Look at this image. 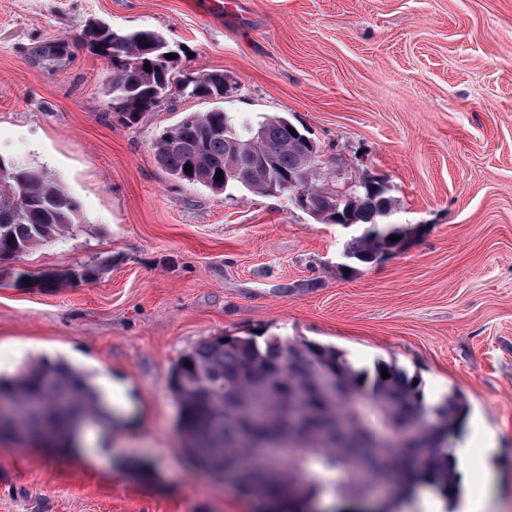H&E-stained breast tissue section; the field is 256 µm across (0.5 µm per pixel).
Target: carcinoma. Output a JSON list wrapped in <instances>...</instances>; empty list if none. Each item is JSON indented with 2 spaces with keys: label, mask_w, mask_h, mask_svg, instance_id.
Instances as JSON below:
<instances>
[{
  "label": "carcinoma",
  "mask_w": 512,
  "mask_h": 512,
  "mask_svg": "<svg viewBox=\"0 0 512 512\" xmlns=\"http://www.w3.org/2000/svg\"><path fill=\"white\" fill-rule=\"evenodd\" d=\"M86 48L112 70L109 91L124 122L138 123L174 96L224 98V74L194 73L181 59H168L170 47L158 31H109L86 24L72 39L54 38L37 48L59 60L71 47ZM151 70H146V67ZM286 115L239 123L221 108L197 112L165 129L154 143L157 163L170 175L224 191L216 172L247 171L229 184L261 195L276 188L293 191L290 179L306 168L305 145L289 142ZM192 171H185V166ZM326 166L309 170L304 188L324 194ZM78 201L44 171L0 158V263L47 244L76 223ZM343 255L346 268L371 265L395 251L392 232L374 212L359 207ZM288 358V372L279 370ZM389 377L381 378V370ZM336 375L335 394L321 387V371ZM172 387L180 404V425L190 452L209 450V464L220 474L233 471L241 489L275 503L283 497L305 512L336 476L347 490H361L368 478L385 471L458 489L449 441L459 435L466 404L457 395L425 401L420 383L396 362H380L374 372L359 370L335 348L277 336H221L188 352L176 366ZM12 402L15 418L0 421V433L29 428L63 434L77 420L98 417L101 400L90 384L67 365L44 362L13 378L0 377V401ZM312 411L296 425L299 408ZM416 426L418 435L401 444L386 440L378 427ZM270 445L268 453L257 445Z\"/></svg>",
  "instance_id": "carcinoma-1"
}]
</instances>
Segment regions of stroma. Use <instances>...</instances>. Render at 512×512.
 I'll return each instance as SVG.
<instances>
[{
  "instance_id": "1",
  "label": "stroma",
  "mask_w": 512,
  "mask_h": 512,
  "mask_svg": "<svg viewBox=\"0 0 512 512\" xmlns=\"http://www.w3.org/2000/svg\"><path fill=\"white\" fill-rule=\"evenodd\" d=\"M230 2L0 0V156L81 204L68 232L0 265V365L78 359L128 399L66 452L0 437V512H272L193 463L171 387L201 342L251 335L396 361L429 401L462 395V436L496 439L485 512H512V0ZM91 20L157 30L233 88L124 125L102 58L34 52ZM214 107L288 115L338 179L383 182L401 248L342 272V226L171 176L155 139Z\"/></svg>"
}]
</instances>
